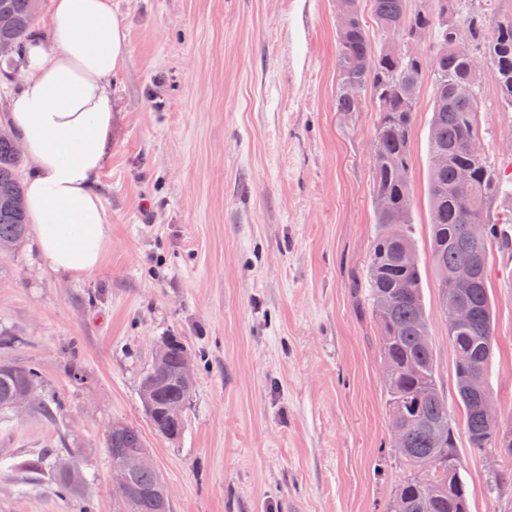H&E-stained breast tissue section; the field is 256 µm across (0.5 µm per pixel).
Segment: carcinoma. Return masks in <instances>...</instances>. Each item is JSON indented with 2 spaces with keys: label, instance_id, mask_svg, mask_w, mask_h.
Instances as JSON below:
<instances>
[{
  "label": "carcinoma",
  "instance_id": "obj_1",
  "mask_svg": "<svg viewBox=\"0 0 512 512\" xmlns=\"http://www.w3.org/2000/svg\"><path fill=\"white\" fill-rule=\"evenodd\" d=\"M346 23L336 28L338 88L336 111L361 112L364 99L347 94L345 85L359 84L378 107L373 159L374 208L379 231L367 267L372 315L379 331L390 421L401 440L393 444L407 475L392 494L387 512H469L468 490L460 476V459L448 401L436 379L430 342L429 314L424 305L416 244L409 232L413 197L409 172L410 141L415 107L425 69L434 75L429 125V183L431 258L448 316V295L454 294L471 311L468 322L448 324V340L456 352L457 398L466 416L470 448H512V434L499 431L485 415L483 400L491 399L488 369L493 353V305L487 289L489 245L512 248V223L490 224L487 204L504 192L503 179L480 152L478 103L483 76L498 87L503 109L512 108V17L492 19L463 13L462 0H422L411 9L409 0H371L373 18L389 41L372 47L362 22L360 0H341ZM40 0H0V57H19L29 36ZM437 28L440 38L431 53L402 51L406 22ZM471 26L473 48L491 60V69L477 72L452 47V26ZM21 154L13 137L0 129V242L14 247L27 232L24 186L17 178ZM468 174L461 186L462 173ZM168 370L140 398H152L162 410L148 420L155 433L170 438L184 431L190 395L181 378L182 341L171 336ZM39 371L32 367L0 369V411L23 388L31 390L29 409L52 415L49 401L38 394ZM180 407L168 419L163 410ZM107 448H143L145 440L134 425L121 423L117 436L105 438ZM124 466L128 483L139 491L129 512H154L152 494L164 483L152 467L110 457ZM33 472H48L56 493L71 496L78 490L76 472H63L42 454L25 463Z\"/></svg>",
  "mask_w": 512,
  "mask_h": 512
}]
</instances>
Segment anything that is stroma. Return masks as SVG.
<instances>
[{"label":"stroma","mask_w":512,"mask_h":512,"mask_svg":"<svg viewBox=\"0 0 512 512\" xmlns=\"http://www.w3.org/2000/svg\"><path fill=\"white\" fill-rule=\"evenodd\" d=\"M127 54L112 78V148L98 191L100 266L50 272L34 233L0 253V364L32 365L47 417L0 415V512H116L109 425L142 432L172 512H385L405 475L366 275L377 226L378 114L336 109V0H112ZM434 76L411 135L416 242L438 384L470 512H512L469 446L455 351L431 260ZM488 165L512 178V111L483 78ZM489 385L512 420V250L490 249ZM176 336L195 368L180 438L152 430L140 382ZM56 450L86 477L59 497L25 460Z\"/></svg>","instance_id":"1"}]
</instances>
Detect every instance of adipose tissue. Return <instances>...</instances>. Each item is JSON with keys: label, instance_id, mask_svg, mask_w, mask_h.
I'll return each instance as SVG.
<instances>
[{"label": "adipose tissue", "instance_id": "ef3b65f1", "mask_svg": "<svg viewBox=\"0 0 512 512\" xmlns=\"http://www.w3.org/2000/svg\"><path fill=\"white\" fill-rule=\"evenodd\" d=\"M48 41L29 44L9 119L31 166L28 214L46 266L96 270L111 228L96 189L112 140L111 80L127 50L112 0H54Z\"/></svg>", "mask_w": 512, "mask_h": 512}]
</instances>
